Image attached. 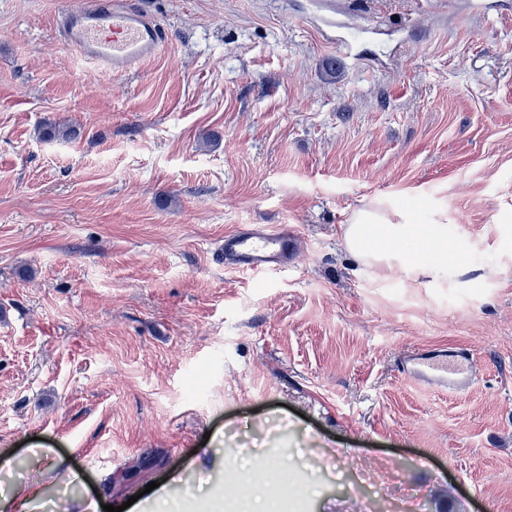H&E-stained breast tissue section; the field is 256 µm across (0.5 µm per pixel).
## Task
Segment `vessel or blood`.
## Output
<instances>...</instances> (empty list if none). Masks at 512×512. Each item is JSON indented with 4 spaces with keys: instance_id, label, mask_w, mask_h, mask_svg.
Returning a JSON list of instances; mask_svg holds the SVG:
<instances>
[{
    "instance_id": "vessel-or-blood-1",
    "label": "vessel or blood",
    "mask_w": 512,
    "mask_h": 512,
    "mask_svg": "<svg viewBox=\"0 0 512 512\" xmlns=\"http://www.w3.org/2000/svg\"><path fill=\"white\" fill-rule=\"evenodd\" d=\"M56 33L87 62L107 72L126 73L157 56L167 34L141 0H82L55 17ZM301 244L284 225L241 224L226 233L219 254L225 265L260 274L285 271ZM402 374L415 383L459 394L468 390L482 366L462 348L414 347L399 359Z\"/></svg>"
}]
</instances>
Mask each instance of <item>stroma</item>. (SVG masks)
I'll list each match as a JSON object with an SVG mask.
<instances>
[{"mask_svg": "<svg viewBox=\"0 0 512 512\" xmlns=\"http://www.w3.org/2000/svg\"><path fill=\"white\" fill-rule=\"evenodd\" d=\"M61 2L0 0V456L47 512L68 468L113 506L178 472L212 512L275 458L288 512H512V0H145L167 41L126 74ZM373 204L447 216L463 265L360 263ZM240 224L296 227L294 267L225 268ZM415 345L484 376L420 388Z\"/></svg>", "mask_w": 512, "mask_h": 512, "instance_id": "1", "label": "stroma"}]
</instances>
